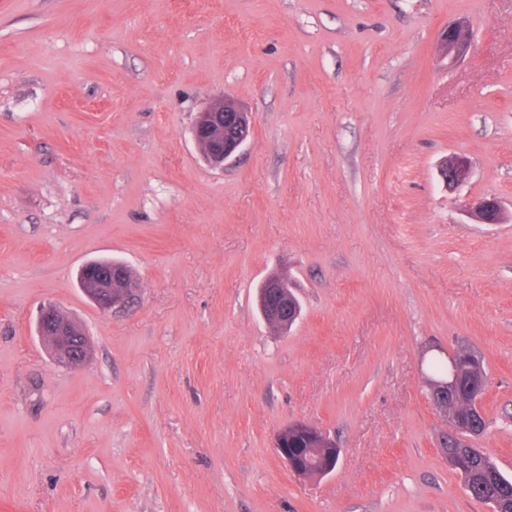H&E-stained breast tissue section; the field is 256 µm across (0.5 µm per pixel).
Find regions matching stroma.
Returning a JSON list of instances; mask_svg holds the SVG:
<instances>
[{
	"label": "stroma",
	"instance_id": "1",
	"mask_svg": "<svg viewBox=\"0 0 512 512\" xmlns=\"http://www.w3.org/2000/svg\"><path fill=\"white\" fill-rule=\"evenodd\" d=\"M220 97L254 117L221 171L190 132ZM481 196L508 221L465 217ZM100 258L133 313L81 292ZM273 274L286 334L255 303ZM48 302L90 337L80 370L37 335ZM461 349L474 445L512 476V0H0V512H489L428 397ZM293 421L333 473L279 458ZM471 31L468 25L458 22L446 26L439 37L438 49L450 64L456 63L471 45ZM440 176L444 184L451 190L470 181L472 167L465 157L452 154L442 161ZM257 291L259 303L265 305L268 301L265 289L274 295L278 305L262 307L259 305L260 313L267 323H274L280 327L282 333H287L300 316L293 297L288 294V281L282 277H268ZM265 288V289H263ZM291 432L306 434L309 437L322 442L328 448H335L332 458L326 460L324 463L320 462L319 468H317L315 458L318 456V450L317 448H310L312 441L304 435L292 434L288 437ZM287 438L289 451L294 455L302 467L305 469H319L317 476H325L335 470L336 459H339L341 454V450L336 445V441L326 432L299 421L285 426L277 434L275 439V448L278 455L285 461L294 475L300 478L310 477V475L303 469L296 467L293 459L290 457L288 448L285 447Z\"/></svg>",
	"mask_w": 512,
	"mask_h": 512
}]
</instances>
